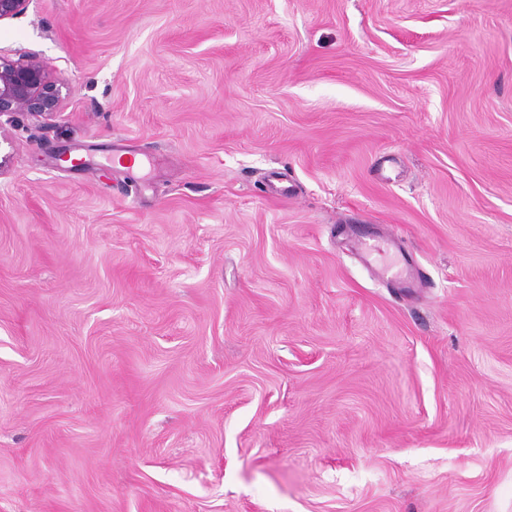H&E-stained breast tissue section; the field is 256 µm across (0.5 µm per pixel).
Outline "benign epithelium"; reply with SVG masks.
<instances>
[{
	"mask_svg": "<svg viewBox=\"0 0 512 512\" xmlns=\"http://www.w3.org/2000/svg\"><path fill=\"white\" fill-rule=\"evenodd\" d=\"M30 0H0V21L26 13ZM66 80L41 57L21 53L17 58L0 54V118L27 114L47 122L62 112L61 87Z\"/></svg>",
	"mask_w": 512,
	"mask_h": 512,
	"instance_id": "1",
	"label": "benign epithelium"
}]
</instances>
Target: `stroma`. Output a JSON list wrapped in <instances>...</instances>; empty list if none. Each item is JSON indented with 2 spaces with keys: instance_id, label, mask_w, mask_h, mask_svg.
I'll return each instance as SVG.
<instances>
[{
  "instance_id": "1",
  "label": "stroma",
  "mask_w": 512,
  "mask_h": 512,
  "mask_svg": "<svg viewBox=\"0 0 512 512\" xmlns=\"http://www.w3.org/2000/svg\"><path fill=\"white\" fill-rule=\"evenodd\" d=\"M22 52L0 512H512V0H31ZM66 80L41 57L20 53L16 59L0 53V128L3 116L23 113L47 122L62 112L61 87Z\"/></svg>"
}]
</instances>
